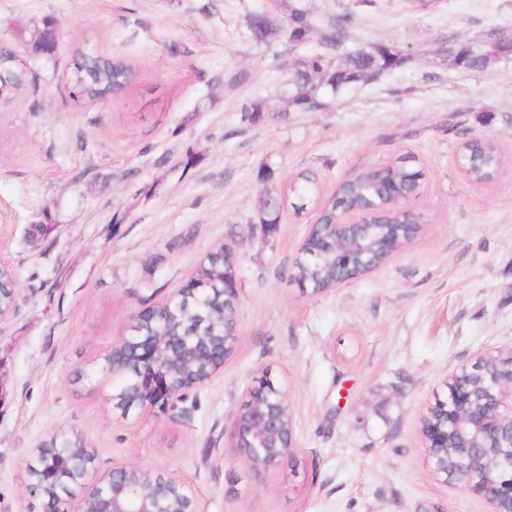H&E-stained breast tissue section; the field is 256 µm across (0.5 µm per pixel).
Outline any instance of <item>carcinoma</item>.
<instances>
[{"label":"carcinoma","instance_id":"1","mask_svg":"<svg viewBox=\"0 0 512 512\" xmlns=\"http://www.w3.org/2000/svg\"><path fill=\"white\" fill-rule=\"evenodd\" d=\"M353 23L350 14H343L336 19L332 30L323 37L326 51L291 63L288 72V85L292 89L289 97L291 106L298 112H313L327 108L328 102L321 90L324 87L333 92H340L346 87L364 81L373 74L401 67L406 57L400 50L389 44L378 43L346 51L342 49L347 31ZM253 36L263 42L279 41L283 38L294 45L309 41L312 27L303 10L289 14L288 23L281 27L266 16L256 14L250 23ZM56 21L48 16L42 20L36 34L27 36L23 28L17 32L18 41L25 50L35 56L51 59L55 57L56 48L53 39ZM336 51L340 60L331 64V51ZM512 53V43L507 39L491 38L475 46L457 50L454 56L456 65L470 71H481L488 65ZM135 79L133 67L119 56H97L85 52L76 53L69 72V82L75 90L92 101H101L118 95L127 89ZM29 83V72L19 57L12 50H0V88L3 95H9L24 88ZM500 155L494 146L479 149L468 160L470 178L482 181L493 175L501 167ZM410 171L401 166L395 167L387 174L377 168L367 167L358 173V179L349 187L340 188L323 206L312 230L307 249L315 246L317 238H331L335 234L333 220L336 207L341 204L364 205L371 203L385 205L388 201L386 186L389 183L401 188L408 184ZM316 194V183L308 173L298 174L297 180L288 193L263 189L259 202V221L270 225L266 233L276 232L281 212L290 204L297 209L303 208L301 201ZM392 226L377 224L369 234L350 247L351 252L368 258L375 254L381 238L390 234ZM195 277L208 293L202 295L200 302L193 309V314L207 317L217 307L224 306V299L215 292L223 286L224 280V246L220 245L210 252L197 267ZM294 279L311 289L324 291L336 280V256L323 254L316 260L295 268ZM16 287L14 270L10 267L0 269V306L6 308L12 302V288Z\"/></svg>","mask_w":512,"mask_h":512}]
</instances>
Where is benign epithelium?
I'll return each mask as SVG.
<instances>
[{"label": "benign epithelium", "instance_id": "7a95c632", "mask_svg": "<svg viewBox=\"0 0 512 512\" xmlns=\"http://www.w3.org/2000/svg\"><path fill=\"white\" fill-rule=\"evenodd\" d=\"M417 188L398 196L396 207L403 223L393 235L382 240L381 252L388 258L397 254L413 238L419 219L408 207ZM374 212L339 211L336 237L323 241L321 251L336 255L337 267L346 268L350 257L345 240L367 234L374 223ZM224 295L238 299L235 248L224 244ZM202 292L193 283L153 310L135 314L105 359L107 369L119 378L112 399L123 413L130 411L125 399L133 397L140 407L173 410L187 400L190 392L206 385L224 367L237 340L236 328L229 335H216L200 327L182 334L161 336L153 327L163 313L173 319L181 316L185 302ZM471 368L462 365L448 375V393L430 409L423 430L428 462L432 472L455 481L462 489L482 495L491 512H512V379L492 378L485 387L486 397L476 401L467 381ZM290 418L286 396L255 385L235 412L232 447L255 473L276 466L291 446L282 444L285 420ZM453 449L455 464L448 466L447 448ZM494 456L492 471L476 475L475 463ZM93 457L78 449L61 446L39 449L35 470L51 485H77L83 494L76 512H196L193 488L175 478H165L137 466L119 467L90 477Z\"/></svg>", "mask_w": 512, "mask_h": 512}]
</instances>
